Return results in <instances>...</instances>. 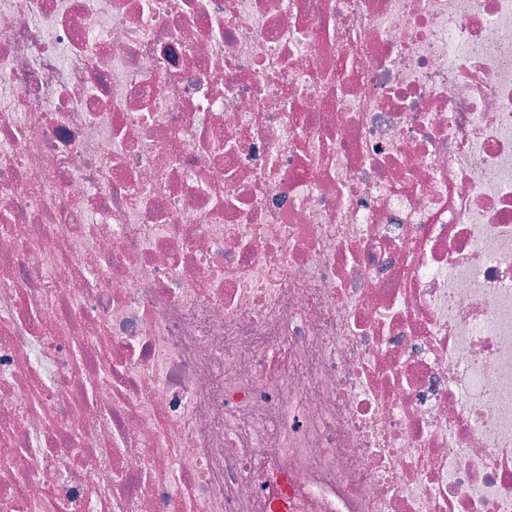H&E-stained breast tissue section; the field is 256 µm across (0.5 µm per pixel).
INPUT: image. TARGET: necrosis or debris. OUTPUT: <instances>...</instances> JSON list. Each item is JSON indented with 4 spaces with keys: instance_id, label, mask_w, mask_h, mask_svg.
<instances>
[{
    "instance_id": "4bbe7bcc",
    "label": "necrosis or debris",
    "mask_w": 512,
    "mask_h": 512,
    "mask_svg": "<svg viewBox=\"0 0 512 512\" xmlns=\"http://www.w3.org/2000/svg\"><path fill=\"white\" fill-rule=\"evenodd\" d=\"M0 512H512V0H0Z\"/></svg>"
}]
</instances>
